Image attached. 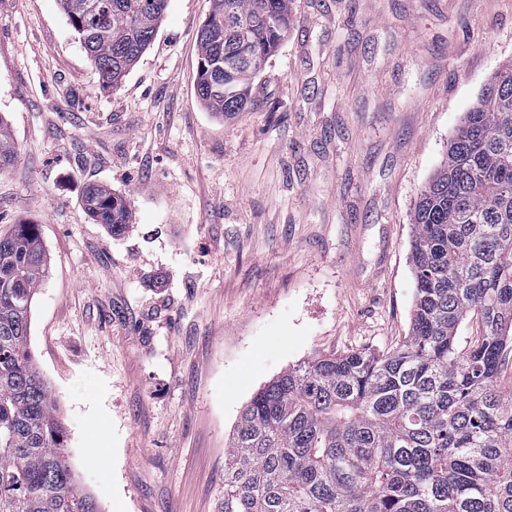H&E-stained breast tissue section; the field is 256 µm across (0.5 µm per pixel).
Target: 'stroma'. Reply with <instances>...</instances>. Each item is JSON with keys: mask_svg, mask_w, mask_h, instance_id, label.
Masks as SVG:
<instances>
[{"mask_svg": "<svg viewBox=\"0 0 512 512\" xmlns=\"http://www.w3.org/2000/svg\"><path fill=\"white\" fill-rule=\"evenodd\" d=\"M212 0H167L117 89L59 0H0V232L40 228L30 349L101 512H217L243 407L410 329L413 205L512 59V0H291L254 108L196 97ZM91 185L131 222L94 223Z\"/></svg>", "mask_w": 512, "mask_h": 512, "instance_id": "obj_1", "label": "stroma"}]
</instances>
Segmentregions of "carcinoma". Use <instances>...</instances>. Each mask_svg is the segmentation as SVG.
<instances>
[{
  "instance_id": "cac0c4a2",
  "label": "carcinoma",
  "mask_w": 512,
  "mask_h": 512,
  "mask_svg": "<svg viewBox=\"0 0 512 512\" xmlns=\"http://www.w3.org/2000/svg\"><path fill=\"white\" fill-rule=\"evenodd\" d=\"M113 88L153 43L167 0H60ZM290 0H213L196 92L248 112L254 79L288 38ZM17 147L0 118V170ZM97 224L131 221L101 186ZM414 306L387 351L318 354L244 406L224 453L218 512H512V60L487 82L411 214ZM47 272L39 225L0 233V512H100L66 457L58 403L29 347ZM478 325L461 345L458 330Z\"/></svg>"
}]
</instances>
